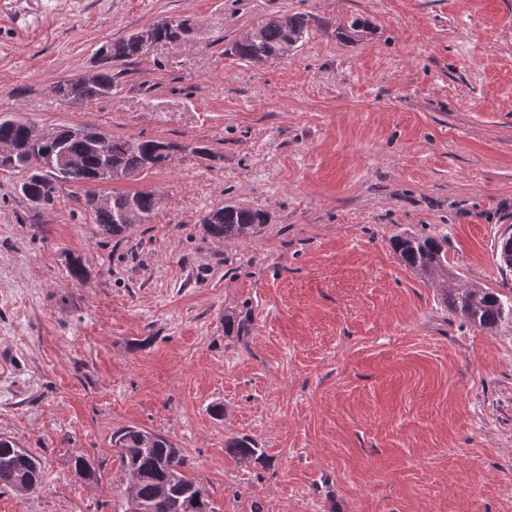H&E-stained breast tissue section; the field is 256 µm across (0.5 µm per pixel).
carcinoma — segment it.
Listing matches in <instances>:
<instances>
[{"label":"carcinoma","instance_id":"1","mask_svg":"<svg viewBox=\"0 0 512 512\" xmlns=\"http://www.w3.org/2000/svg\"><path fill=\"white\" fill-rule=\"evenodd\" d=\"M312 17L305 13L284 14L269 18L250 30L233 44L232 50L241 59L253 64H265L282 57V50L300 47L308 35ZM187 32L184 23L154 24L129 36L99 47L100 66L94 82L89 86L60 83L56 86L59 97L70 103L106 99L117 87L112 75V63H127L143 52L145 43L173 41ZM373 34L372 23L355 18L350 25L339 27L336 37L349 44H359ZM12 142L18 152L12 173L23 174L20 187L28 189V197L54 202L59 181L85 183L100 167L104 156L90 150L80 139L62 142L70 154L83 157V166L60 178L55 172L40 166L44 152L57 150L56 144L38 148L29 145L25 128L20 125L0 124V143ZM173 150L175 145L144 137H112V162L119 165L122 179L131 180L142 175L147 157L158 150ZM159 205L152 192L112 194V205L96 209L91 202L86 207L92 214L99 233L106 238L126 234L134 225L124 216L131 207L140 216V223H149ZM268 224V213L226 204L209 211L202 219L204 232L212 239L224 243H239L256 234ZM445 239L435 236L395 235L391 248L401 263L420 277L444 286L442 301L448 312L485 330H491L505 318L512 316V297L479 286L448 287L453 273L448 269ZM250 325L247 318L228 311L224 313V333L247 336ZM112 447L117 449L119 475L124 482L123 500L118 512H132L131 505L140 503L147 512H185L183 505L192 500L195 512H215L211 494L200 481L186 475L185 457L175 442L161 433L149 432L134 426H125L112 433ZM226 451L245 465L258 457L256 443L248 437L231 438L225 443ZM74 469L82 479L94 482L100 477V468L86 458L74 459ZM44 484L42 464L29 449L0 436V490L17 493L33 492Z\"/></svg>","mask_w":512,"mask_h":512}]
</instances>
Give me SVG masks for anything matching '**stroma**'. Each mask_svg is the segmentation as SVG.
Here are the masks:
<instances>
[{"label":"stroma","instance_id":"obj_1","mask_svg":"<svg viewBox=\"0 0 512 512\" xmlns=\"http://www.w3.org/2000/svg\"><path fill=\"white\" fill-rule=\"evenodd\" d=\"M297 12L313 21L295 53L234 54ZM356 16L375 32L348 45L336 24ZM170 19L187 33L116 65L111 97L55 94L101 45ZM0 114L176 147L37 210L0 173V436L45 473L40 491H0V512H111L128 425L176 442L217 512H512V320L449 314L390 245L447 236L455 281L512 290L496 259L512 235V0H0ZM115 191L159 206L104 239L85 200ZM227 202L270 221L215 241L199 220ZM228 311L250 336L225 335ZM235 436L260 458L238 464ZM256 447V443L245 436L231 438L225 443L226 451L242 465L250 463L259 456L260 449Z\"/></svg>","mask_w":512,"mask_h":512}]
</instances>
